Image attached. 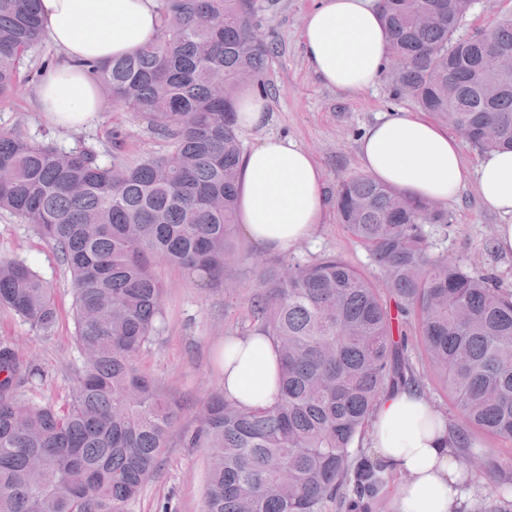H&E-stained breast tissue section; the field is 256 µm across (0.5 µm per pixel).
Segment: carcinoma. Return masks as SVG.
<instances>
[{"label":"carcinoma","mask_w":512,"mask_h":512,"mask_svg":"<svg viewBox=\"0 0 512 512\" xmlns=\"http://www.w3.org/2000/svg\"><path fill=\"white\" fill-rule=\"evenodd\" d=\"M40 0H0V98L25 84L21 68L45 35ZM158 37L85 65L100 91L143 117L168 153L98 161L0 131V210L33 225L70 272L83 363L67 406L21 397L36 365L0 340V512H128L157 472L179 401L137 357L163 320L177 266L229 287L246 253L235 240L243 150L238 90L267 93L273 44L254 34L257 0H155ZM386 79L479 151L512 150V15L462 36L469 0H379ZM339 222L387 274L389 299L358 269L328 256L257 266L251 310L277 343L279 397L244 409L213 392L186 446L206 448L202 512H363L370 461L354 447L379 399L417 384L399 319L417 321L433 374L469 426L512 441V293L432 256L426 226L449 223L431 200L355 175L336 192ZM0 309L38 333L57 321L51 285L0 257ZM494 471L512 496V462Z\"/></svg>","instance_id":"cac0c4a2"}]
</instances>
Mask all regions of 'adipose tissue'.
Instances as JSON below:
<instances>
[{"instance_id": "obj_1", "label": "adipose tissue", "mask_w": 512, "mask_h": 512, "mask_svg": "<svg viewBox=\"0 0 512 512\" xmlns=\"http://www.w3.org/2000/svg\"><path fill=\"white\" fill-rule=\"evenodd\" d=\"M44 32L62 61L43 79L37 96L52 122L77 126L99 110L96 86L84 63L129 54L160 29L155 0H42ZM310 69L337 90L375 85L386 62L378 0H320L304 22ZM361 171L417 199L447 203L475 184L482 207L504 216L496 249L512 254V152L484 154L476 170L461 162L459 143L425 113L398 112L370 126L359 141ZM322 170L294 140L268 136L242 159L237 221L266 250L287 253L312 239L329 211ZM224 396L246 408L273 406L280 370L271 336L254 330L224 340ZM458 429L414 386L391 391L374 410L366 454L373 493L395 512H460L467 495Z\"/></svg>"}]
</instances>
